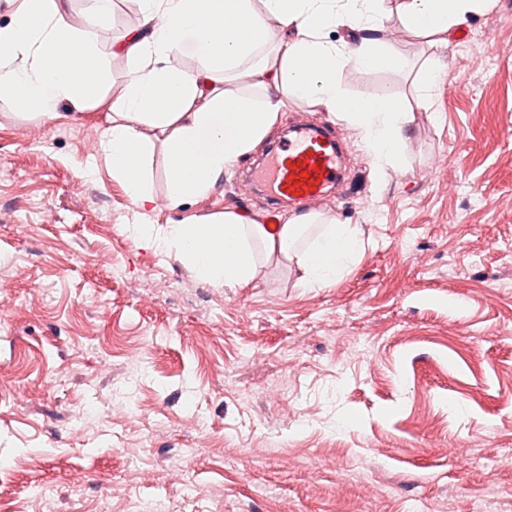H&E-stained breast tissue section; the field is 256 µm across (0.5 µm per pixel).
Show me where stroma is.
<instances>
[{
    "instance_id": "1",
    "label": "stroma",
    "mask_w": 512,
    "mask_h": 512,
    "mask_svg": "<svg viewBox=\"0 0 512 512\" xmlns=\"http://www.w3.org/2000/svg\"><path fill=\"white\" fill-rule=\"evenodd\" d=\"M66 3L95 15L109 86L53 120L0 100V512H41L47 483L56 512H512V0L445 46L386 37L397 67L343 72L353 99L402 97L404 158L377 172L340 122L352 188L322 215L364 248L315 288L292 259L216 287L137 242L98 143L141 5ZM256 157L175 209L155 152L149 222L263 221L233 188Z\"/></svg>"
}]
</instances>
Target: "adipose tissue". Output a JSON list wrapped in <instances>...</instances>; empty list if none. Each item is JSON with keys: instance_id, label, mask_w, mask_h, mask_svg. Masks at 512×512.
I'll return each instance as SVG.
<instances>
[{"instance_id": "1", "label": "adipose tissue", "mask_w": 512, "mask_h": 512, "mask_svg": "<svg viewBox=\"0 0 512 512\" xmlns=\"http://www.w3.org/2000/svg\"><path fill=\"white\" fill-rule=\"evenodd\" d=\"M494 0H144L139 27L119 47L132 59L120 111L112 113L100 141L113 176L121 180L140 210L154 198L147 162L162 149L168 164L167 198L179 207L206 194L217 177L250 152L283 109L305 102L336 114L358 128L376 169L399 167L402 101L385 93L360 102L350 98L339 77L348 68L375 70L395 64L379 34L394 25L447 45L469 17ZM274 16L290 39L277 47L275 62L250 69L263 92L260 102L226 88L233 71L272 34L265 16ZM9 25L0 27V97L21 117L54 119L60 105L82 109L106 79L90 28H76L65 0H19ZM238 26L225 31L226 18ZM343 26L351 39L328 41L326 29ZM191 42L198 68L179 62ZM151 127L155 139L142 129ZM313 215L289 218L270 233L266 225L225 211L203 224H141L136 238L175 254L198 278L215 286L243 288L254 280L258 260L288 255ZM362 247L357 227L331 224L316 243L297 256L302 287L336 280Z\"/></svg>"}]
</instances>
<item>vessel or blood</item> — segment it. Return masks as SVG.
I'll use <instances>...</instances> for the list:
<instances>
[{
	"instance_id": "b4317fda",
	"label": "vessel or blood",
	"mask_w": 512,
	"mask_h": 512,
	"mask_svg": "<svg viewBox=\"0 0 512 512\" xmlns=\"http://www.w3.org/2000/svg\"><path fill=\"white\" fill-rule=\"evenodd\" d=\"M343 150L335 125L298 117L291 136L274 144L263 164L237 181V195L247 199L257 188H264L271 198L265 221L269 229H276L283 207L299 206L309 212L321 209L329 188L344 179Z\"/></svg>"
}]
</instances>
